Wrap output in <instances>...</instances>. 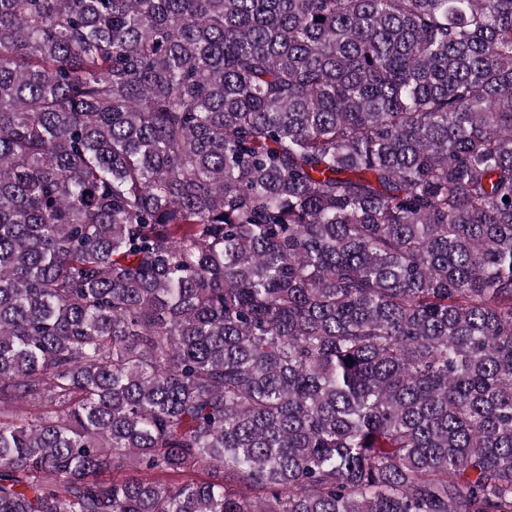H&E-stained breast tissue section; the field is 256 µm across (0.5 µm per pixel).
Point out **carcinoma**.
Returning <instances> with one entry per match:
<instances>
[{"label":"carcinoma","mask_w":512,"mask_h":512,"mask_svg":"<svg viewBox=\"0 0 512 512\" xmlns=\"http://www.w3.org/2000/svg\"><path fill=\"white\" fill-rule=\"evenodd\" d=\"M0 512H512V0H0Z\"/></svg>","instance_id":"obj_1"}]
</instances>
